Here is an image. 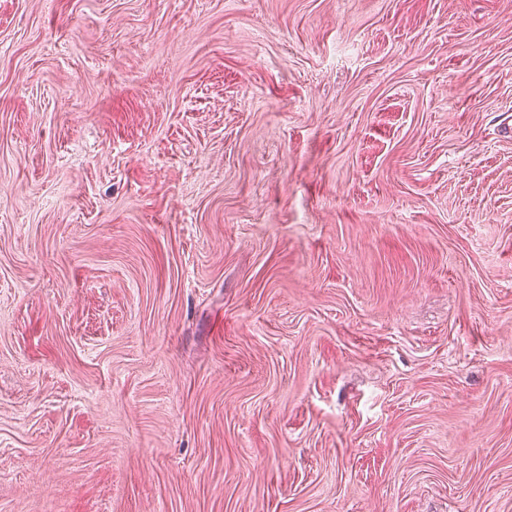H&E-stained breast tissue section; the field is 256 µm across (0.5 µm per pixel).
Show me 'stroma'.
I'll return each instance as SVG.
<instances>
[{"instance_id": "obj_1", "label": "stroma", "mask_w": 512, "mask_h": 512, "mask_svg": "<svg viewBox=\"0 0 512 512\" xmlns=\"http://www.w3.org/2000/svg\"><path fill=\"white\" fill-rule=\"evenodd\" d=\"M0 512H512V0H0Z\"/></svg>"}]
</instances>
